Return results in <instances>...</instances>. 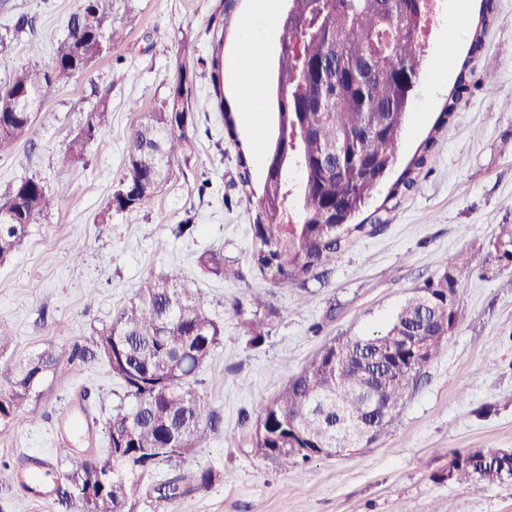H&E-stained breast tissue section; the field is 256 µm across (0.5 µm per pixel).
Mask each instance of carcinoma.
Here are the masks:
<instances>
[{
	"label": "carcinoma",
	"mask_w": 512,
	"mask_h": 512,
	"mask_svg": "<svg viewBox=\"0 0 512 512\" xmlns=\"http://www.w3.org/2000/svg\"><path fill=\"white\" fill-rule=\"evenodd\" d=\"M411 0H288L280 37L276 85L278 134L265 150L264 160L289 148L288 163L303 175L300 185L288 188L287 178L265 180L252 217V261L258 273L273 286L301 288L317 278L316 271L336 262L352 233L379 224H350L396 163L406 113L412 98L395 92L389 75L399 69L419 79L424 51L418 43L421 18ZM113 0H82L67 22V34L58 42L53 63L23 67L0 93V156L27 139L34 120L51 90L66 85L93 63L106 57L124 40L123 28L112 17ZM492 0H482L471 49L482 46ZM336 43V52L329 45ZM224 37L214 38L211 84L224 131L238 140L234 115L224 107ZM318 60L339 77L350 65L369 61L362 99L334 95L322 111L303 116L282 105V98L314 90L306 67ZM193 76L180 69L169 86L163 105L146 121L132 128L126 143L123 173L117 181L107 211L131 214L153 198L139 188L152 179L162 184L171 165L190 146L188 131L195 125L191 108ZM467 90L466 72L460 71L434 131L419 145L406 168L391 185L386 203L414 184L412 174L427 161L434 132L454 115ZM107 97L98 99L72 138L56 170L67 178L84 159L87 144L109 123ZM240 180L245 194L255 190L250 180V159L238 150ZM297 199L296 223L285 224L283 202ZM55 200L42 181L27 177L15 182L0 197V259L8 260L25 238L37 216L55 208ZM512 261V224H503L488 243L482 268H509ZM209 273L224 279L241 274L224 261V254L208 251L199 257ZM469 259L454 255L442 262L440 272L406 300L392 324L380 335L333 339L325 344L283 390L263 408L252 444L255 452L285 469L312 460L307 451L342 445L343 419L349 414L375 428L378 440L398 414L369 412L366 398L373 396L387 407H403L423 376V370L447 341L445 317L448 297L458 294L457 274ZM233 315L249 335L251 346L269 338L278 311L259 291L231 304ZM436 337L422 358L401 356L404 368L395 373L384 362L382 348L392 336ZM223 335V328L204 308L200 296L182 282L181 271L169 270L147 277L137 299L95 332L90 341L74 343L61 359L53 350L20 358L6 369L0 383V422L11 421L29 401L34 388L49 372H63L75 363L105 359L124 386V397L112 413V450L100 461L89 452L68 445L57 452L70 459L67 476L79 512H122L127 499L140 491L144 475L160 463H175L194 448H202L221 425L195 376L207 364ZM347 350L336 361V342ZM211 469L195 475L176 474L147 492L174 502L209 486ZM454 480L479 490L487 483L482 463L474 454L459 465Z\"/></svg>",
	"instance_id": "cac0c4a2"
}]
</instances>
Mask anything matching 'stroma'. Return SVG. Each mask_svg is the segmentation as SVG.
<instances>
[{"instance_id":"1","label":"stroma","mask_w":512,"mask_h":512,"mask_svg":"<svg viewBox=\"0 0 512 512\" xmlns=\"http://www.w3.org/2000/svg\"><path fill=\"white\" fill-rule=\"evenodd\" d=\"M80 3L0 0V30L22 16L32 21L0 61V86L21 67L51 65ZM480 4L468 0L465 12L446 22L420 74L421 82L437 81L440 91L428 102L416 98L393 168L401 173L435 132L414 185L377 233L353 234L336 263L304 288L272 287L252 267L255 206L242 190L237 148L254 147L255 130L275 135V112L266 107L250 121L234 67L238 27L223 26L219 0H116L125 41L52 92L29 138L0 157V195L34 177L60 200L0 264V328L12 336L0 350V372L46 349L64 354L110 324L141 280L174 267L223 328L198 376L222 427L180 463L188 475L213 469L215 481L173 503L138 494L123 512H512V481L475 492L448 478L454 452L512 448V269L486 271L473 257L499 225L512 224V112L499 106L512 97V0H494L483 45L474 51ZM219 34L224 94L237 114L234 140L224 132L210 82L211 46ZM184 60L196 75L191 152L175 160L144 209L102 221L130 129L161 106ZM462 71L469 89L448 125L435 130ZM487 73L493 83H484ZM103 95L112 112L109 127L87 145L70 177L58 180V154ZM187 218L194 231L175 236L176 224ZM207 251L222 252L242 279L204 272L198 258ZM457 254L473 260L459 273L456 327L387 434L353 453L312 459L297 473L254 452L250 437L263 408L324 344L387 328L416 287ZM91 286L97 290L92 302L86 298ZM252 291L265 292L279 312L259 347L248 345L231 310ZM123 395L103 360L47 374L18 416L0 422V512H78L77 505L44 496L40 484L13 482L12 474L26 458L40 457L64 480L71 463L57 448L65 437L78 451L105 459L112 410Z\"/></svg>"}]
</instances>
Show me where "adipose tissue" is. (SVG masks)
I'll use <instances>...</instances> for the list:
<instances>
[{
	"mask_svg": "<svg viewBox=\"0 0 512 512\" xmlns=\"http://www.w3.org/2000/svg\"><path fill=\"white\" fill-rule=\"evenodd\" d=\"M254 2V7L245 13L240 23L236 62L245 72V82L241 90L250 99L253 112L259 113L263 110L260 92L263 71L256 66L255 60L275 24V15L272 0Z\"/></svg>",
	"mask_w": 512,
	"mask_h": 512,
	"instance_id": "obj_1",
	"label": "adipose tissue"
}]
</instances>
